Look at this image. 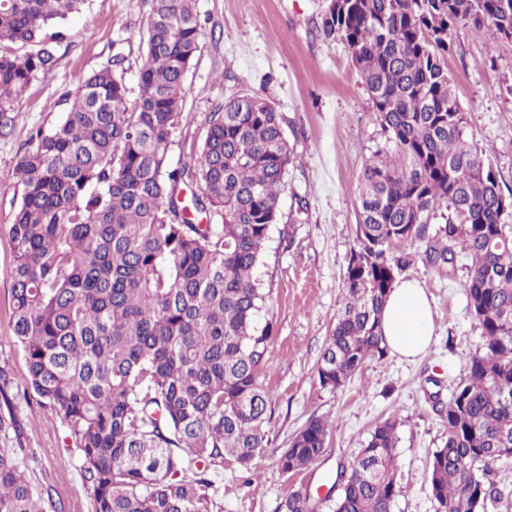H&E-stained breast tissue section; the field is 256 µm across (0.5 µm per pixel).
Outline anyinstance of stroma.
Returning <instances> with one entry per match:
<instances>
[{"label": "stroma", "mask_w": 512, "mask_h": 512, "mask_svg": "<svg viewBox=\"0 0 512 512\" xmlns=\"http://www.w3.org/2000/svg\"><path fill=\"white\" fill-rule=\"evenodd\" d=\"M326 6L327 0H196L202 38L186 76L189 93L173 136L172 165L189 161L211 112L242 92L276 106L294 148L281 219L256 272L266 293L258 321L273 326L261 376L271 396L267 445L254 471L240 470L230 457L210 470L208 512H278L292 489H328L337 466L356 456L375 424L392 415L399 421L396 478L403 489L392 512H435L429 463L447 428L433 404L448 401L481 343L463 288L467 256L457 253L450 270L418 261L406 274L423 283L437 325L426 354L415 362L391 354L369 359L336 389L319 382L317 364L336 323L356 244L359 175L382 140L346 46L316 29ZM148 10V0H87L61 27L55 69L31 84L10 135L0 138V370L12 380L0 392V415L16 421L0 430V448L14 450L46 512H93V505L69 429L15 385L26 364L9 325L6 276L13 260L8 231L20 200L14 167L31 134L51 128L68 111L65 92L75 91L112 54L138 67ZM447 63L471 140L503 189L512 190V42L460 27ZM313 416L331 425L325 453L310 469L286 477L280 453Z\"/></svg>", "instance_id": "1"}]
</instances>
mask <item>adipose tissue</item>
<instances>
[{
  "mask_svg": "<svg viewBox=\"0 0 512 512\" xmlns=\"http://www.w3.org/2000/svg\"><path fill=\"white\" fill-rule=\"evenodd\" d=\"M381 332L393 354L405 359L423 356L435 332L434 313L417 279L395 282L382 311Z\"/></svg>",
  "mask_w": 512,
  "mask_h": 512,
  "instance_id": "1",
  "label": "adipose tissue"
}]
</instances>
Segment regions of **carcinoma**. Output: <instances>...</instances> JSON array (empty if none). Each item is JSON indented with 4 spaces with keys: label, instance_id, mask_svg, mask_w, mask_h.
Instances as JSON below:
<instances>
[{
    "label": "carcinoma",
    "instance_id": "obj_1",
    "mask_svg": "<svg viewBox=\"0 0 512 512\" xmlns=\"http://www.w3.org/2000/svg\"><path fill=\"white\" fill-rule=\"evenodd\" d=\"M196 0H150L137 88L126 57L101 64L16 164L9 227L11 326L26 353L18 386L66 425L94 512H207L203 477L230 456L251 468L265 447L271 341L254 278L280 220L293 149L268 100L248 92L211 114L190 161L168 153L200 48ZM85 0H0V136L15 106L57 62V28ZM460 26L512 42V0H330L319 29L347 47L385 141L359 178L357 248L317 366L336 389L388 350L379 330L394 283L417 259H470L464 288L481 327L441 414L429 483L436 512H488L512 459V192L467 134L446 56ZM27 47L20 54L15 46ZM195 184L200 193L183 196ZM206 218L199 224L188 210ZM444 223L433 229L431 216ZM398 419L378 422L336 469V497L288 493L279 512H392ZM330 424L310 418L279 467L323 456ZM202 467V476L185 471ZM0 512H43L11 448H0Z\"/></svg>",
    "mask_w": 512,
    "mask_h": 512
}]
</instances>
